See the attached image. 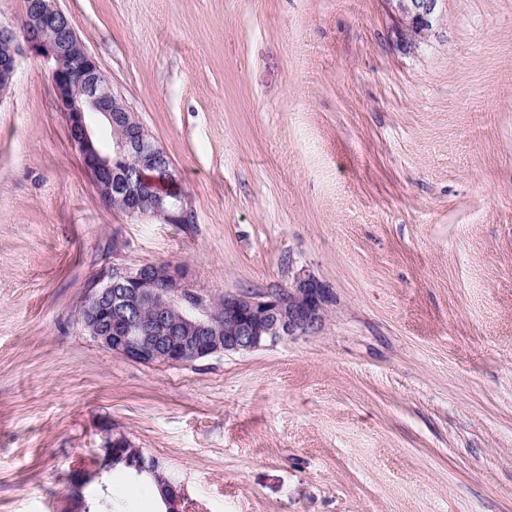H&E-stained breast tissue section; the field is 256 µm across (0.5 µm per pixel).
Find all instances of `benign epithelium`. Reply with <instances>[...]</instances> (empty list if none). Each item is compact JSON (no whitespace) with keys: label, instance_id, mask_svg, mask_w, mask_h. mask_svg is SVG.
Instances as JSON below:
<instances>
[{"label":"benign epithelium","instance_id":"benign-epithelium-1","mask_svg":"<svg viewBox=\"0 0 512 512\" xmlns=\"http://www.w3.org/2000/svg\"><path fill=\"white\" fill-rule=\"evenodd\" d=\"M396 38L408 48L438 19L442 0H386ZM21 29L0 21V94L10 89L19 59L33 55L48 69L69 139L100 196L162 224L196 222L188 196L158 191L177 183L172 162L132 108L116 93L57 0H22ZM334 302L332 288L301 272L286 288L244 291L214 302L189 287L169 264L114 270L91 287L80 309L85 331L104 349L147 365L182 366L218 353L248 352L282 340L319 335ZM120 459L155 475L160 463L108 438L103 457L73 471L65 512H87L84 488ZM166 512H186L172 481L158 485Z\"/></svg>","mask_w":512,"mask_h":512}]
</instances>
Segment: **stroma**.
Listing matches in <instances>:
<instances>
[{
    "instance_id": "1",
    "label": "stroma",
    "mask_w": 512,
    "mask_h": 512,
    "mask_svg": "<svg viewBox=\"0 0 512 512\" xmlns=\"http://www.w3.org/2000/svg\"><path fill=\"white\" fill-rule=\"evenodd\" d=\"M168 152L196 221L107 206L47 70L0 103V512H61L121 436L190 512H512V0H58ZM219 299L333 289L321 335L184 366L78 320L113 269ZM118 512H163L102 473ZM395 22L396 38L405 48H410L422 38L438 19L442 0H386Z\"/></svg>"
}]
</instances>
